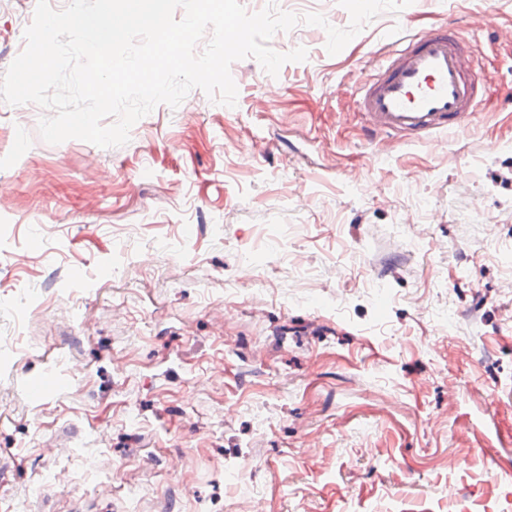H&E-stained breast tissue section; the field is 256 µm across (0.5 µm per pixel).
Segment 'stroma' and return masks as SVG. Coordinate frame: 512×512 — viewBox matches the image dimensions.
<instances>
[{
    "label": "stroma",
    "mask_w": 512,
    "mask_h": 512,
    "mask_svg": "<svg viewBox=\"0 0 512 512\" xmlns=\"http://www.w3.org/2000/svg\"><path fill=\"white\" fill-rule=\"evenodd\" d=\"M36 4L0 0V75ZM485 10L512 27V0H414L333 56L277 32L306 60L236 61V106L192 90L120 147L0 102V512H512V44ZM448 26L466 133L370 135L355 91Z\"/></svg>",
    "instance_id": "stroma-1"
}]
</instances>
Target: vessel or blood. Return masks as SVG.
<instances>
[{
    "instance_id": "obj_1",
    "label": "vessel or blood",
    "mask_w": 512,
    "mask_h": 512,
    "mask_svg": "<svg viewBox=\"0 0 512 512\" xmlns=\"http://www.w3.org/2000/svg\"><path fill=\"white\" fill-rule=\"evenodd\" d=\"M470 53L448 29L394 47L358 90L367 131L416 139L443 130L465 131L475 110Z\"/></svg>"
}]
</instances>
